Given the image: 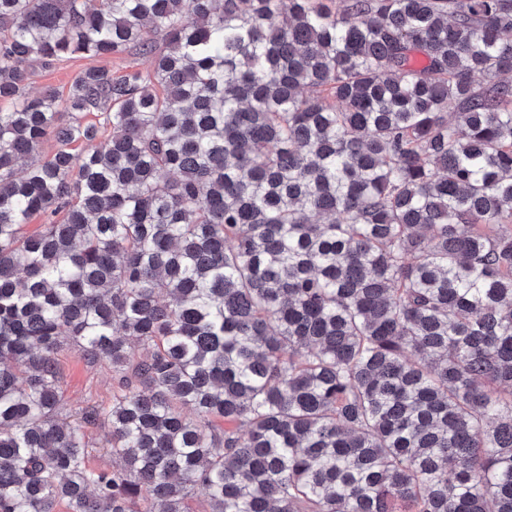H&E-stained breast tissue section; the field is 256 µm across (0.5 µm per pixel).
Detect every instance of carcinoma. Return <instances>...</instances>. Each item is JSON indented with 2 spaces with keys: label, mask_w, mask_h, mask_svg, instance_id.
I'll use <instances>...</instances> for the list:
<instances>
[{
  "label": "carcinoma",
  "mask_w": 512,
  "mask_h": 512,
  "mask_svg": "<svg viewBox=\"0 0 512 512\" xmlns=\"http://www.w3.org/2000/svg\"><path fill=\"white\" fill-rule=\"evenodd\" d=\"M0 103V512H512V0H0ZM150 63L151 60L148 56L135 49L118 58H73L60 62L49 69L35 68L31 89L33 92H37L50 86L67 93L76 74L88 67H106L112 69V74L121 75L131 67L145 70L150 67ZM61 386L65 398L74 405H108L112 397V372L107 362L90 366L77 351L60 362Z\"/></svg>",
  "instance_id": "carcinoma-1"
}]
</instances>
